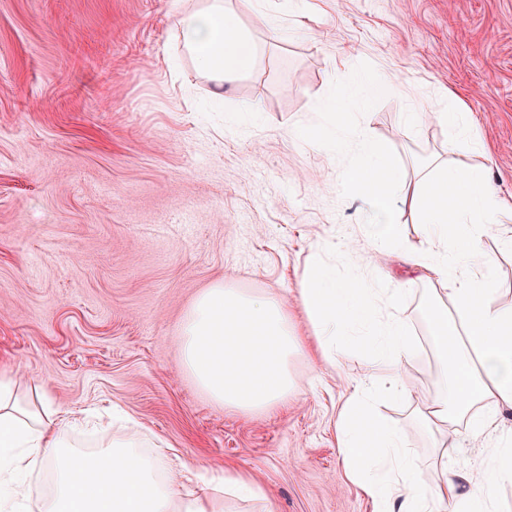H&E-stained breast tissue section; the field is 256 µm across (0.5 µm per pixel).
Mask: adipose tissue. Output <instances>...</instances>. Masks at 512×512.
I'll list each match as a JSON object with an SVG mask.
<instances>
[{
    "label": "adipose tissue",
    "instance_id": "1",
    "mask_svg": "<svg viewBox=\"0 0 512 512\" xmlns=\"http://www.w3.org/2000/svg\"><path fill=\"white\" fill-rule=\"evenodd\" d=\"M177 36L198 71L223 100L224 86L253 69L257 51L242 28L232 0H204L179 14ZM349 89H340L319 108L336 153L357 145L356 161L341 173L343 183L367 202L365 219L341 253L357 264L360 253L378 258L403 254L432 290L423 305L436 346L444 391L430 398L427 425H446L429 474L412 463L400 429L382 421L379 400L406 395L403 374L414 352L403 285L388 286L352 273L337 276L315 246L308 257L299 301L311 324L323 364L358 350L366 357L362 380L341 405L336 419L345 475L373 505V512H498L500 488L512 482V432L498 420L512 411V304L496 306V270L501 253L512 251V205L499 198L481 166L450 162L459 151L480 152L482 142L468 107L448 95L437 118L445 129L444 149L416 172L393 157L345 118ZM418 214L421 237L410 242L399 217ZM494 235L498 251L483 249ZM488 440L480 469L452 470L458 426ZM135 431L115 439L103 434L92 453L78 451L73 419L35 377L0 368V512H29L36 473L55 477L40 512H225L229 499L276 512L267 490L246 471L211 467L180 454L147 453Z\"/></svg>",
    "mask_w": 512,
    "mask_h": 512
}]
</instances>
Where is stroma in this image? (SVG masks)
I'll return each mask as SVG.
<instances>
[{
	"instance_id": "35a3bbf8",
	"label": "stroma",
	"mask_w": 512,
	"mask_h": 512,
	"mask_svg": "<svg viewBox=\"0 0 512 512\" xmlns=\"http://www.w3.org/2000/svg\"><path fill=\"white\" fill-rule=\"evenodd\" d=\"M234 0L254 68L211 85L170 32L201 0H0V364L34 376L62 409L122 408L146 440L206 465L247 469L277 512H372L346 482L336 418L364 372L357 351L319 368L290 360L295 388L267 414L211 402L181 366L180 326L216 283L275 295L306 334L296 288L312 247L339 248L361 202L336 155L295 138L333 89L352 86L354 126L405 163L439 152L445 129L400 114L438 111L452 89L470 108L490 182L512 204V0ZM389 71L400 92L366 101L359 75ZM364 274L407 279L416 351L406 397L382 406L428 472L435 439L418 410L443 387L422 314L429 285L399 257Z\"/></svg>"
}]
</instances>
